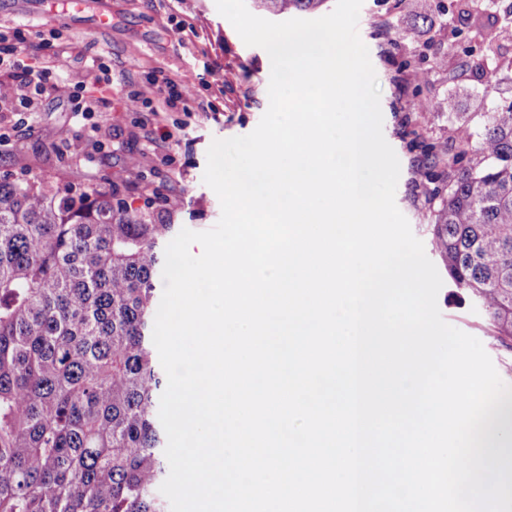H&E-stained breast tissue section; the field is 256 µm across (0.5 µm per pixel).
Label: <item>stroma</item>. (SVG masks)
I'll use <instances>...</instances> for the list:
<instances>
[{"instance_id":"35a3bbf8","label":"stroma","mask_w":512,"mask_h":512,"mask_svg":"<svg viewBox=\"0 0 512 512\" xmlns=\"http://www.w3.org/2000/svg\"><path fill=\"white\" fill-rule=\"evenodd\" d=\"M20 24L68 47L61 65L69 82L86 79L102 59L115 80L146 98L157 95L150 74L177 79L212 103L217 117L175 111L155 118L113 98L83 117L71 112L66 96L53 95L21 116L0 112V134L8 139L0 146V175L95 186L135 207L158 202L190 230L214 227L221 207L203 182L207 150L214 140L251 133L267 110L265 50L245 45L215 0H0V26ZM502 27L501 14L484 0H363L360 9L358 33L380 87L384 137L400 162L395 201L434 262L430 226L440 201L429 195L428 160L411 143L419 138L456 152L449 109L462 112L477 136L492 98L512 100V37H502ZM402 29L412 38L391 45ZM492 69L498 85L491 98L485 82ZM413 72L418 80L407 82ZM217 74L233 85L221 98L208 88ZM81 136L90 145L78 158L68 145ZM437 302L444 321L479 339L512 385V342L496 339L484 313L450 286H442Z\"/></svg>"}]
</instances>
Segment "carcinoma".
I'll list each match as a JSON object with an SVG mask.
<instances>
[{
	"label": "carcinoma",
	"mask_w": 512,
	"mask_h": 512,
	"mask_svg": "<svg viewBox=\"0 0 512 512\" xmlns=\"http://www.w3.org/2000/svg\"><path fill=\"white\" fill-rule=\"evenodd\" d=\"M281 11L324 0H259ZM424 146L431 233L462 294L512 341V102L478 141ZM165 209L96 188L0 176V512H167L158 493L167 379L152 342Z\"/></svg>",
	"instance_id": "carcinoma-1"
}]
</instances>
